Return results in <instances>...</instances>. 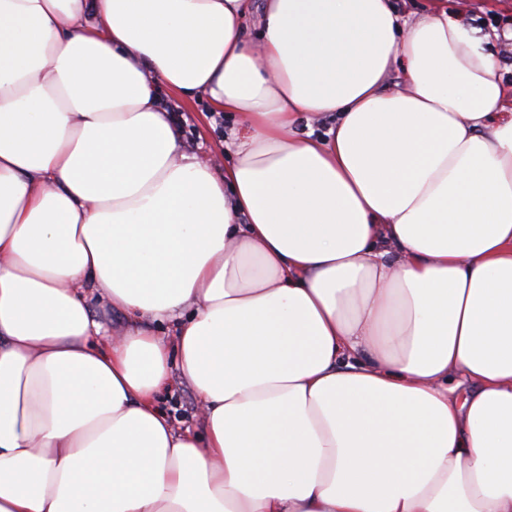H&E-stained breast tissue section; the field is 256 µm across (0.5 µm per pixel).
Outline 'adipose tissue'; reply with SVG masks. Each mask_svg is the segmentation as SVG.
I'll return each mask as SVG.
<instances>
[{
  "label": "adipose tissue",
  "mask_w": 512,
  "mask_h": 512,
  "mask_svg": "<svg viewBox=\"0 0 512 512\" xmlns=\"http://www.w3.org/2000/svg\"><path fill=\"white\" fill-rule=\"evenodd\" d=\"M250 11L0 0V512H512L499 60L447 0ZM169 107L177 115L192 150L203 158L211 154L219 140L226 138L235 125L231 114L211 112L205 98L197 99L192 106H187L182 100L172 97L169 99ZM90 306L93 313V316L96 319H102L106 322L108 328H109V335L113 336L121 332L122 330V322H123V315L122 313L111 310L107 307L101 306L99 301L95 296H92L90 299ZM159 405L168 414L176 428L188 427L195 432L201 431L202 424L198 414L196 395L176 368L172 370L167 390L159 398Z\"/></svg>",
  "instance_id": "1"
}]
</instances>
